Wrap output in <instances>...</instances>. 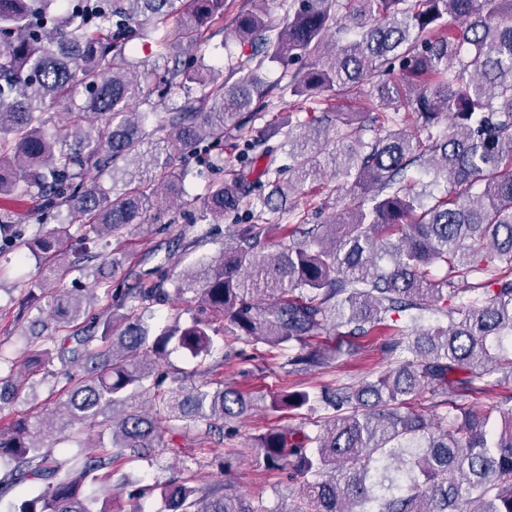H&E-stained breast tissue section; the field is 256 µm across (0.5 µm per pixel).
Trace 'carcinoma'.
I'll list each match as a JSON object with an SVG mask.
<instances>
[{
	"label": "carcinoma",
	"mask_w": 512,
	"mask_h": 512,
	"mask_svg": "<svg viewBox=\"0 0 512 512\" xmlns=\"http://www.w3.org/2000/svg\"><path fill=\"white\" fill-rule=\"evenodd\" d=\"M251 2L233 19L250 50L227 55L224 74L203 59L224 31L227 0H0V198L34 194L44 213L63 209L83 224V239H117L179 207L186 171L173 159L193 150L217 176L203 202L212 219L257 204L275 214L321 178L320 130L347 144L341 167L353 193L337 222L299 227L287 243L269 242L260 224L238 225L218 255L168 288H146L129 270L134 283L105 319L61 286L68 226L26 238L0 212V246L49 258V274L28 292L45 300L53 326L31 335L24 373L78 367L53 409L0 422V461L11 466L0 502L29 484V498L8 512H109L94 508L87 485L150 453L160 423L203 425L209 437L243 415L237 389L183 372L154 392L173 342L194 358L220 334L297 346L290 372H312L328 359L309 343L325 325L346 328L354 351L353 339L394 316L415 323L434 311L443 318L434 326L393 329L398 367L322 396L330 413L316 431L276 428L255 447L266 465L286 463L303 479L292 512H512V406L463 407L473 378L455 376L493 364L512 378V0H288L280 20L266 0ZM136 40L153 67L136 56ZM296 61L282 86L259 77L267 62ZM378 67L404 79L366 86ZM76 86L81 103L45 110ZM274 89L306 113L276 143L278 125L247 128ZM330 90L377 96L393 112L372 118L383 134L364 142L359 113H317L315 95ZM403 110L421 133L402 128ZM443 121L447 133L433 135ZM226 130L236 133L239 168L224 180ZM416 171L443 179L444 194L433 196ZM189 293L191 321L176 315L153 329V306ZM24 385L13 370L0 373V411ZM426 390L445 412H422ZM309 402L305 391L270 395L275 411ZM44 437L77 452L57 458ZM160 496V512H254L230 487L191 477H172Z\"/></svg>",
	"instance_id": "obj_1"
}]
</instances>
